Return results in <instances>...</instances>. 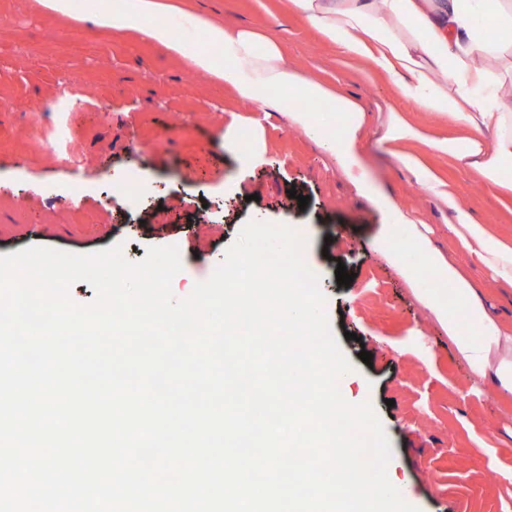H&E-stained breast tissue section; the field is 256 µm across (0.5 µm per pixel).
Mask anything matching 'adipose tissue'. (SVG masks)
Listing matches in <instances>:
<instances>
[{
	"label": "adipose tissue",
	"mask_w": 512,
	"mask_h": 512,
	"mask_svg": "<svg viewBox=\"0 0 512 512\" xmlns=\"http://www.w3.org/2000/svg\"><path fill=\"white\" fill-rule=\"evenodd\" d=\"M295 11L316 27L345 54L365 56L391 74L399 93L431 111L454 116L471 130L463 140L431 141L433 150L448 154L474 167L483 183L512 191L506 170L512 169V102L500 97L492 72L480 58L493 57L504 75L512 77V45H491L473 21L474 7L485 15L512 24V0H290ZM167 0H112L97 11L92 21L120 36L133 31L144 40L180 56L184 43L161 14L172 12ZM208 40L221 48L223 59L209 53L189 55L197 73L211 76L233 87L254 108L275 106L271 92L285 89L305 101L330 102L345 116L341 136L313 124L304 110L293 119L308 130L331 153L345 176L363 194L371 186L363 176L358 154L362 114L357 104L320 82L301 77L285 60L278 43L249 29L230 31L204 22ZM400 164L456 211L457 221L449 233L476 253L480 261L501 281L512 284V241L494 235L460 210L453 193L432 177L420 161L400 155ZM378 246L388 247L394 257L405 249L420 252L425 266L443 285L452 287L455 299L441 292L422 298L458 354L478 377H491L499 392L512 394V335L503 332L491 318L475 288L422 237L410 215L395 210L392 223L383 225Z\"/></svg>",
	"instance_id": "adipose-tissue-1"
}]
</instances>
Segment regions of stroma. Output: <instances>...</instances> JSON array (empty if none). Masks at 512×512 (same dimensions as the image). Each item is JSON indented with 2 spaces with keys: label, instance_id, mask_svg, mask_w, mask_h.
<instances>
[{
  "label": "stroma",
  "instance_id": "35a3bbf8",
  "mask_svg": "<svg viewBox=\"0 0 512 512\" xmlns=\"http://www.w3.org/2000/svg\"><path fill=\"white\" fill-rule=\"evenodd\" d=\"M165 20L188 52L206 48L203 18L277 40L301 75L356 100L358 152L371 194L359 193L337 161L292 119V108L252 111L223 83L164 50L96 27L102 0L63 17L36 0H0V255L29 246L92 254L122 244L131 261L151 246L177 247L176 298L207 280L251 220L302 229L304 259L319 276L326 313L353 378L342 396H365L393 450L389 465L419 512H512V404L475 378L421 303L435 284L407 278L388 252L373 250L390 206L410 212L512 332V285L448 233L455 214L398 154L421 158L451 185L460 207L512 239V194L486 187L473 169L419 141L389 148V111L433 137L464 139L459 121L402 97L386 73L348 56L291 12L288 0H179ZM235 128L255 146L250 159L225 146ZM137 182L133 200L116 182ZM296 197H289V189ZM309 198L299 208L297 197ZM345 265L355 278L337 284ZM372 355L363 363L360 351Z\"/></svg>",
  "mask_w": 512,
  "mask_h": 512
}]
</instances>
